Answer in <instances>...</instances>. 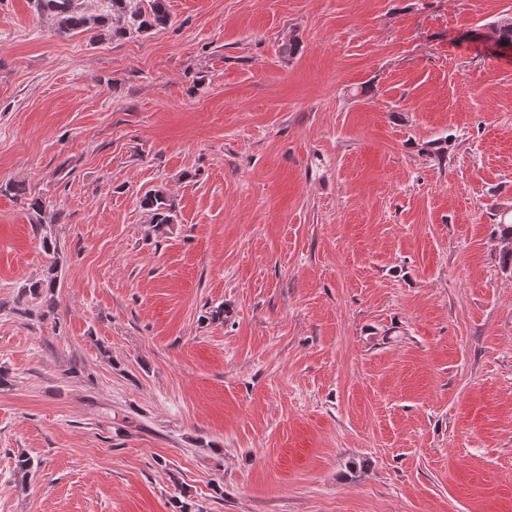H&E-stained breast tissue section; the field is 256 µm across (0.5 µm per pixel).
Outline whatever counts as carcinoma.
<instances>
[{
	"label": "carcinoma",
	"mask_w": 512,
	"mask_h": 512,
	"mask_svg": "<svg viewBox=\"0 0 512 512\" xmlns=\"http://www.w3.org/2000/svg\"><path fill=\"white\" fill-rule=\"evenodd\" d=\"M37 10L55 20L59 34L78 32H97V37L107 35L112 38L123 37L129 33L126 26L119 24L125 16H130L135 31L165 29L170 24V15L164 0H148V8L128 13L130 0H109L112 18L96 17L81 11L76 0H35ZM140 207L151 214V223L157 231L164 232L175 223L176 204L160 189L148 190L140 198ZM496 234L501 243L500 255L504 265L512 266V222L500 216L496 223Z\"/></svg>",
	"instance_id": "carcinoma-1"
}]
</instances>
